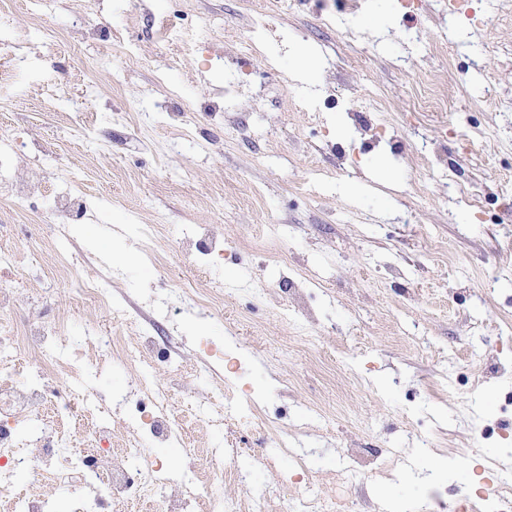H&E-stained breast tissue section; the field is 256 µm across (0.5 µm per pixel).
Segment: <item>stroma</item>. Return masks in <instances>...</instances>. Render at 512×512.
I'll return each mask as SVG.
<instances>
[{
	"instance_id": "1",
	"label": "stroma",
	"mask_w": 512,
	"mask_h": 512,
	"mask_svg": "<svg viewBox=\"0 0 512 512\" xmlns=\"http://www.w3.org/2000/svg\"><path fill=\"white\" fill-rule=\"evenodd\" d=\"M12 8L26 65L0 90V121L40 175L63 185L83 170L87 211L61 233L73 264L102 256L115 271L105 307L75 294L66 267L31 269L13 313L123 338L103 373L86 344L85 395L167 389L198 467L238 448L251 481L223 492L247 512L269 494L289 508L333 497L340 480L370 512L391 501L439 512L512 485V112L490 104L512 99V0H365L353 18L336 0ZM158 12L172 20L165 42L150 30ZM304 51L316 64L300 82ZM75 99L102 114L93 133ZM171 99L186 106L175 151L155 108ZM115 108L136 128L110 123ZM143 224L164 231L149 244ZM208 232L224 246L209 268L193 246ZM175 283L223 289L222 311L165 300ZM206 343L240 356L242 375ZM199 408L223 426L196 420ZM296 454L308 480L280 482L258 463L275 455L285 471Z\"/></svg>"
}]
</instances>
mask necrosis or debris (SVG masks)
I'll use <instances>...</instances> for the list:
<instances>
[{
    "instance_id": "necrosis-or-debris-1",
    "label": "necrosis or debris",
    "mask_w": 512,
    "mask_h": 512,
    "mask_svg": "<svg viewBox=\"0 0 512 512\" xmlns=\"http://www.w3.org/2000/svg\"><path fill=\"white\" fill-rule=\"evenodd\" d=\"M17 150L14 138L0 137V195L32 201L46 222L70 223L76 190L60 188L47 178L31 187L15 170ZM11 230V225L0 226L1 309L12 306L15 285L29 260L40 259L46 268L63 262L60 251L45 250L35 239L23 251L6 245ZM59 333V327L46 322L36 325L0 317V371L24 379L23 391L0 387V491L20 504L22 512H48L47 502L17 480L18 475L31 473L67 490L72 512H121L132 499L154 506L158 488L176 474L151 455L149 445L187 442L167 393L138 385L123 394L120 403L140 435L113 447L112 429L100 421L98 409L66 403L52 380L58 371L76 379L85 371L81 344L60 352ZM79 426L87 436L77 445L73 433ZM233 475L229 468L206 471L204 494H189L177 512H236L221 497L225 479Z\"/></svg>"
}]
</instances>
